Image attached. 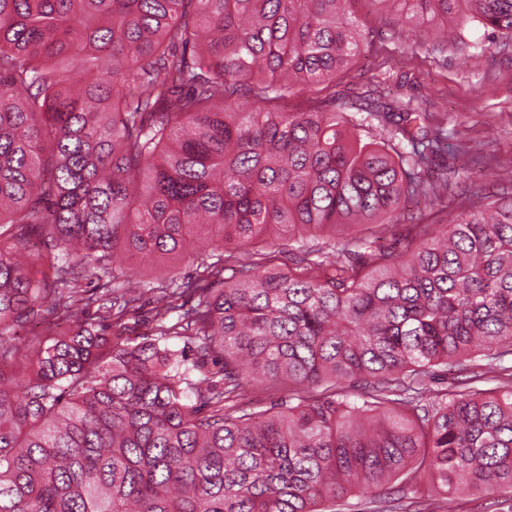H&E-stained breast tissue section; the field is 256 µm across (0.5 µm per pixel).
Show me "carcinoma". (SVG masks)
I'll return each instance as SVG.
<instances>
[{
    "instance_id": "cac0c4a2",
    "label": "carcinoma",
    "mask_w": 512,
    "mask_h": 512,
    "mask_svg": "<svg viewBox=\"0 0 512 512\" xmlns=\"http://www.w3.org/2000/svg\"><path fill=\"white\" fill-rule=\"evenodd\" d=\"M353 2L0 0V329L48 298L71 312L118 252L224 245V267L150 289L178 312L157 335L190 359L78 321L17 380L0 345V512H336L424 486L459 512L465 495L512 496V195L419 225L397 255L369 235L318 261L304 249L448 189L422 177L448 139L411 128L423 113L379 109L367 140L346 112L277 108L359 53ZM376 2L512 35V0ZM271 228L300 270L236 255ZM142 293L125 278L103 318ZM451 368L468 380L433 388ZM257 384L288 403L224 411Z\"/></svg>"
}]
</instances>
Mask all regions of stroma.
Returning <instances> with one entry per match:
<instances>
[{"label":"stroma","mask_w":512,"mask_h":512,"mask_svg":"<svg viewBox=\"0 0 512 512\" xmlns=\"http://www.w3.org/2000/svg\"><path fill=\"white\" fill-rule=\"evenodd\" d=\"M353 12L360 28L372 34L369 45L330 81L295 87L287 109L347 112L362 118L377 104L387 103L397 110L405 107L427 113L431 122L447 127L448 149L424 177L437 179L447 168L459 170L460 177L449 182L441 202L406 201L388 225L379 228L381 245L397 253L414 225L444 226L467 207L474 194L512 191V38L473 23L437 50L426 26L406 21L383 6L357 0ZM211 255V249L193 243L183 255L151 262L128 259L122 269L133 279L156 286L174 275L196 277L200 257ZM79 286L90 297L89 305H77L68 315L45 303L36 327L18 333L2 330L0 343L31 355L41 336L64 331L72 318L99 323L97 302L105 298L109 282L83 280ZM175 320L172 313L159 315L146 295L123 316L120 326L103 328L102 333L110 340L135 345L155 340L158 324Z\"/></svg>","instance_id":"stroma-1"}]
</instances>
